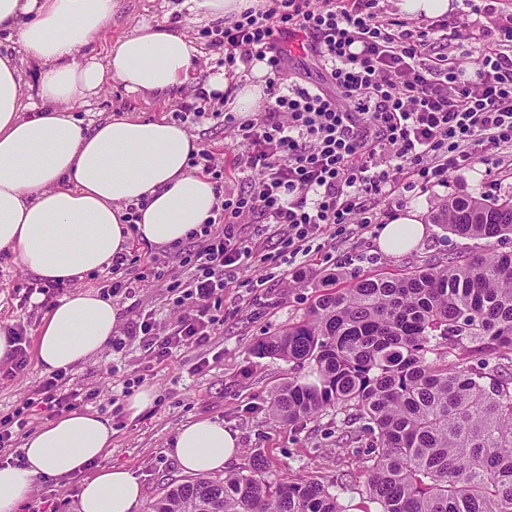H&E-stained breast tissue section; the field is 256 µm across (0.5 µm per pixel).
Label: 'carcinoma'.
Instances as JSON below:
<instances>
[{
    "label": "carcinoma",
    "mask_w": 512,
    "mask_h": 512,
    "mask_svg": "<svg viewBox=\"0 0 512 512\" xmlns=\"http://www.w3.org/2000/svg\"><path fill=\"white\" fill-rule=\"evenodd\" d=\"M436 223L476 239L512 234V197H454ZM255 353L311 367L272 394L273 420L333 408L368 437L353 453L376 512H512V253L330 289ZM491 355L509 364L472 363ZM266 470L259 452L245 473L169 486L149 512H346L323 483L284 486Z\"/></svg>",
    "instance_id": "carcinoma-1"
}]
</instances>
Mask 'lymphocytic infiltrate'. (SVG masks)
<instances>
[{
  "mask_svg": "<svg viewBox=\"0 0 512 512\" xmlns=\"http://www.w3.org/2000/svg\"><path fill=\"white\" fill-rule=\"evenodd\" d=\"M484 19L420 26L382 12L378 0H270L244 10L219 31L228 64L265 62L270 103L253 118L224 115L239 150L235 169L258 175L248 192L224 188V168L212 150L193 165L210 175L218 200L214 217L192 231L191 273L170 285L174 320L157 327L140 313L128 335L140 338L164 363L173 352L208 343L224 290L249 260L271 261L267 244L243 238L245 220L275 228L281 251L308 255L331 224L372 222L370 201L401 183L426 186L449 172L484 162L487 151L512 148V13L486 0ZM479 31L483 49L475 72L436 52L449 34ZM303 31L324 70L311 86L288 76V56L278 47ZM64 372L43 380L13 416L0 418V453L26 436L35 410L55 416L84 403Z\"/></svg>",
  "mask_w": 512,
  "mask_h": 512,
  "instance_id": "obj_1",
  "label": "lymphocytic infiltrate"
}]
</instances>
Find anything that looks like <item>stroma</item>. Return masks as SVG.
<instances>
[{"mask_svg":"<svg viewBox=\"0 0 512 512\" xmlns=\"http://www.w3.org/2000/svg\"><path fill=\"white\" fill-rule=\"evenodd\" d=\"M119 7L108 26L88 46L84 57L103 61L107 49L118 38L138 26L170 19L177 30L186 33L197 47L190 83L180 97L163 100L127 93L119 84L104 87L87 104L75 111L77 118L94 122L114 112H129L144 118L173 120L182 105L196 104L202 114L189 117L185 129L195 135L201 146L213 148L223 163H231L238 149L231 131L216 117L217 101L199 98L208 78L222 72L224 49L211 45L204 30L214 29V21L190 17L182 11L183 0H117ZM472 196L487 200L512 197V156L493 152L490 164L450 172L446 183L425 189L400 190L375 201V224L367 228L349 224L327 227L319 239L321 247L304 257L303 274L281 284V267L242 264L236 271L234 287L225 289L220 314L210 342L202 347L174 353L155 369H148V353L136 338L124 347L105 348L86 362L68 369L70 385L88 393L87 409L112 419V446L102 458L105 466H124L142 489L144 503H151L168 483L185 479L177 461L169 453V444L185 423L208 418L224 424L236 433L238 454L225 466L236 472L248 467L255 451H262L270 463L268 477L288 484L300 479H331L345 474L344 484L335 493L347 512H375L376 506L365 495L366 475L357 469L355 459L346 450L351 429L335 410H326L294 424L274 422L268 413L272 393L289 378L307 375L309 366L259 356L258 341L284 326L298 323L310 305L325 290V279L332 273L344 281L359 279L372 272H397L429 264L444 265L449 258L487 250L512 252V234L491 243L464 238L435 224L438 215L454 197ZM422 205L420 214L428 234L414 249L399 256L383 253L377 237L388 224L412 205ZM192 244L182 241L178 249L162 250L135 242L133 252L156 257L163 278H148L130 295L112 299L119 309V326L145 310L152 311L158 324L174 318V279L183 277V262ZM36 277L14 255L0 251V324L24 323L28 343H36L40 326L49 308L41 294L30 292ZM143 376V385L152 390L154 401L140 413L127 410L123 394L126 381ZM46 371L37 358L27 368L12 373L0 364V418L12 414L33 396ZM86 473L66 479L43 477L24 512H78L81 486Z\"/></svg>","mask_w":512,"mask_h":512,"instance_id":"obj_1","label":"stroma"}]
</instances>
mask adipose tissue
<instances>
[{
    "mask_svg": "<svg viewBox=\"0 0 512 512\" xmlns=\"http://www.w3.org/2000/svg\"><path fill=\"white\" fill-rule=\"evenodd\" d=\"M116 0H0V33L18 35L23 59L41 65L38 98L25 100L19 62L0 54V250L16 254L45 281L100 272L126 252L132 238L155 246L186 239L216 204L211 181L191 171L199 143L181 125L137 115H112L85 125L74 110L105 85L128 93L170 97L182 91L197 52L166 23L145 24L116 40L104 61L77 63L111 20ZM255 82L231 88L213 75L207 93L227 96L232 112H256L265 99L264 63ZM136 206V224L125 209ZM426 234L418 209L385 224L378 237L390 255L415 248ZM119 312L86 291L61 298L45 316L36 353L48 370L95 356L111 340ZM110 419L74 411L30 435L22 464L0 465V512H23L42 477L65 479L106 455ZM238 440L222 423L202 418L177 430L170 454L189 474L223 472ZM138 481L124 467L100 468L80 494L79 512H137Z\"/></svg>",
    "mask_w": 512,
    "mask_h": 512,
    "instance_id": "obj_1",
    "label": "adipose tissue"
}]
</instances>
